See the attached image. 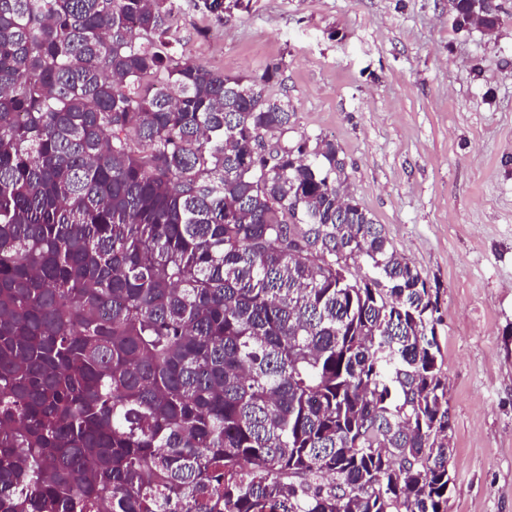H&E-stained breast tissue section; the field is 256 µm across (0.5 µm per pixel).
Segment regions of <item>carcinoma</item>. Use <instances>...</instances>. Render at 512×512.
<instances>
[{
	"label": "carcinoma",
	"mask_w": 512,
	"mask_h": 512,
	"mask_svg": "<svg viewBox=\"0 0 512 512\" xmlns=\"http://www.w3.org/2000/svg\"><path fill=\"white\" fill-rule=\"evenodd\" d=\"M175 2L0 0V512H448L431 288Z\"/></svg>",
	"instance_id": "cac0c4a2"
}]
</instances>
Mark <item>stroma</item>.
Returning <instances> with one entry per match:
<instances>
[{
	"label": "stroma",
	"instance_id": "1",
	"mask_svg": "<svg viewBox=\"0 0 512 512\" xmlns=\"http://www.w3.org/2000/svg\"><path fill=\"white\" fill-rule=\"evenodd\" d=\"M461 28L449 0H180L186 54L228 76L280 64L289 141L324 135L349 197L437 294L453 453L448 512H512V0Z\"/></svg>",
	"mask_w": 512,
	"mask_h": 512
}]
</instances>
